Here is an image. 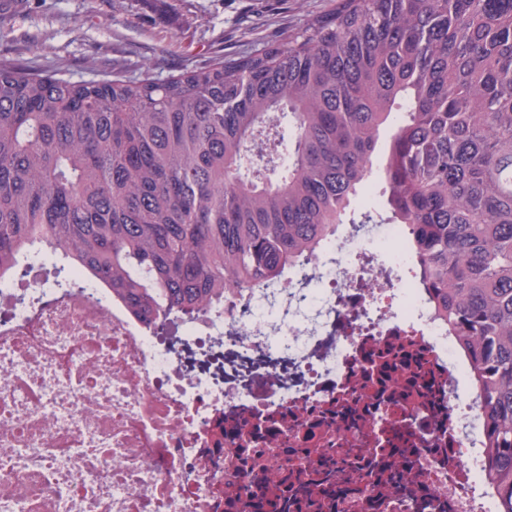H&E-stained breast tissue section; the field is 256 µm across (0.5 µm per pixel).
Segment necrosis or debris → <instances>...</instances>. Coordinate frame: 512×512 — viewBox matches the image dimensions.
<instances>
[{
    "instance_id": "obj_1",
    "label": "necrosis or debris",
    "mask_w": 512,
    "mask_h": 512,
    "mask_svg": "<svg viewBox=\"0 0 512 512\" xmlns=\"http://www.w3.org/2000/svg\"><path fill=\"white\" fill-rule=\"evenodd\" d=\"M28 262L0 276V512H498L470 357L396 225L173 336Z\"/></svg>"
}]
</instances>
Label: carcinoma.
Wrapping results in <instances>:
<instances>
[{"label":"carcinoma","mask_w":512,"mask_h":512,"mask_svg":"<svg viewBox=\"0 0 512 512\" xmlns=\"http://www.w3.org/2000/svg\"><path fill=\"white\" fill-rule=\"evenodd\" d=\"M343 224H396L419 258L512 512V0H336L162 83L0 65V275L26 278L42 246L171 336L311 263Z\"/></svg>","instance_id":"carcinoma-1"}]
</instances>
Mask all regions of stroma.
<instances>
[{"label": "stroma", "mask_w": 512, "mask_h": 512, "mask_svg": "<svg viewBox=\"0 0 512 512\" xmlns=\"http://www.w3.org/2000/svg\"><path fill=\"white\" fill-rule=\"evenodd\" d=\"M331 0H0V62L72 82L187 70L262 49Z\"/></svg>", "instance_id": "obj_1"}]
</instances>
